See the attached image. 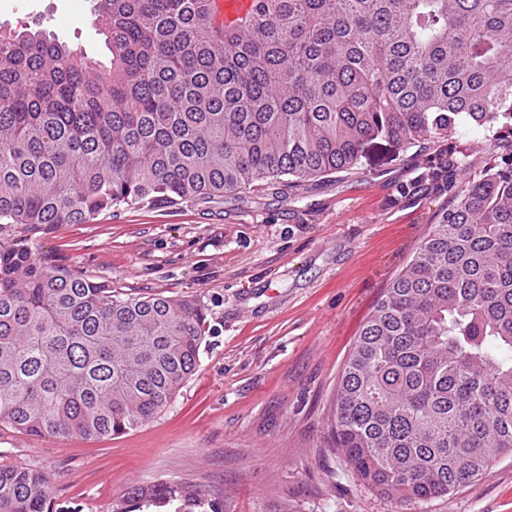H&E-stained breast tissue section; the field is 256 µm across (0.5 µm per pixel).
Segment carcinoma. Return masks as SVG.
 I'll use <instances>...</instances> for the list:
<instances>
[{"mask_svg": "<svg viewBox=\"0 0 512 512\" xmlns=\"http://www.w3.org/2000/svg\"><path fill=\"white\" fill-rule=\"evenodd\" d=\"M101 65L57 36L0 35V229L122 205L210 203L481 133L448 151V203L364 321L333 445L397 501L451 494L512 456V0H97ZM207 313L0 240V424L101 440L149 422L196 370ZM50 482L0 467V512H50ZM222 512L189 486L112 512ZM490 141L485 140L484 136L475 137L468 133H462L457 136L456 145L460 150L466 153H471L470 159H473L475 164L481 161L482 156L490 148Z\"/></svg>", "mask_w": 512, "mask_h": 512, "instance_id": "obj_1", "label": "carcinoma"}]
</instances>
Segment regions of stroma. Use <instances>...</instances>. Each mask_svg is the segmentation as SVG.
<instances>
[{"label": "stroma", "mask_w": 512, "mask_h": 512, "mask_svg": "<svg viewBox=\"0 0 512 512\" xmlns=\"http://www.w3.org/2000/svg\"><path fill=\"white\" fill-rule=\"evenodd\" d=\"M94 0H21L0 33L46 30L96 59ZM439 146L380 141L355 169L289 189L174 207L120 206L84 224L7 228L48 266L115 291L190 297L207 310L195 374L149 423L104 440L0 426V465L51 480L52 512H112L168 481L223 512H512V458L445 497L400 503L363 486L333 449L337 383L360 327L448 200L421 181Z\"/></svg>", "instance_id": "stroma-1"}]
</instances>
